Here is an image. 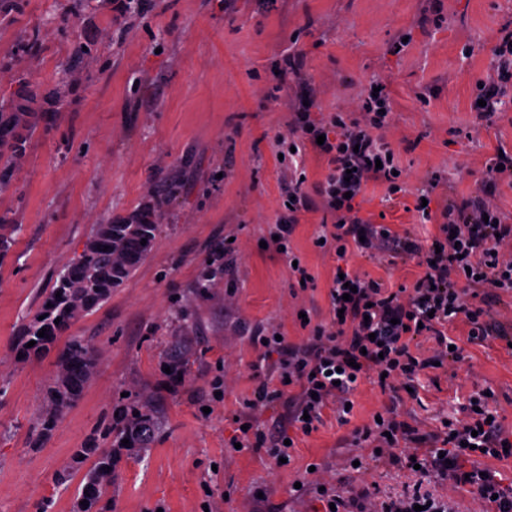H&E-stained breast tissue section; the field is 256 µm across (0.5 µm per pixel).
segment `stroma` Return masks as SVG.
Returning a JSON list of instances; mask_svg holds the SVG:
<instances>
[{
	"label": "stroma",
	"instance_id": "obj_1",
	"mask_svg": "<svg viewBox=\"0 0 512 512\" xmlns=\"http://www.w3.org/2000/svg\"><path fill=\"white\" fill-rule=\"evenodd\" d=\"M113 0H0V112H35L12 177L0 185V224L21 230L0 260V512H74L86 466L73 454L107 422L119 392L150 396L161 428L148 448L123 454L102 496V512H312L307 463L321 464L343 490L375 482L386 496L414 484L407 469L365 475L349 467L358 452L348 435L371 423L389 398L374 385L354 396L342 426L326 413L300 438L291 464L229 446L234 418L256 385L258 350L249 334L275 328L301 343L328 316L334 254L313 240L322 212L301 216L290 246L315 278L299 288L287 264L261 248L288 191L287 132L299 86L280 88L276 72L289 47L304 54L303 72L321 90L311 112L321 121L355 111L370 77L390 82L395 149L407 190L387 200L369 184L361 214L376 224L434 233L414 211L420 179L437 171L448 194H475L498 149L512 150V110L481 123L470 110L477 81L492 71L491 47L512 26V0H143L124 25ZM411 42L394 53L401 36ZM61 103L47 106L40 94ZM153 204L161 231L152 255L105 302L81 313L70 333L99 355L79 399L33 447L59 347L15 356L26 318L58 273L82 254L94 225ZM224 277L198 282L215 250ZM392 288L422 270L411 260L379 264L353 258ZM196 313L187 325L177 306ZM455 378L441 377L399 412L411 425L437 426L459 413L464 396L494 393L512 430V349L504 341L469 342L466 326ZM181 350L187 372L163 388L161 362ZM69 470L71 478L58 484Z\"/></svg>",
	"mask_w": 512,
	"mask_h": 512
}]
</instances>
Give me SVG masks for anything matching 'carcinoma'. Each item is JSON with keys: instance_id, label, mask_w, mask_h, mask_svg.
<instances>
[{"instance_id": "1", "label": "carcinoma", "mask_w": 512, "mask_h": 512, "mask_svg": "<svg viewBox=\"0 0 512 512\" xmlns=\"http://www.w3.org/2000/svg\"><path fill=\"white\" fill-rule=\"evenodd\" d=\"M21 117L0 115V160L17 155L23 137L17 131ZM160 226L143 218L136 224L114 219L98 224L81 255L69 264L59 276L56 285L45 292L41 304L32 318L23 326V341L17 349L22 357L45 350L65 335L80 313L90 311L104 302L112 290L121 287L136 267L155 250ZM146 244H141V241ZM46 336H38L41 329ZM35 342L32 347L29 342ZM97 354L81 336L68 337L58 358L57 373L47 387L45 403L38 417V438L48 437L58 425L64 411L82 394L86 382L93 375ZM170 368L164 374L166 382L174 385L185 373L181 357L170 356L163 361ZM114 415L76 455L95 458L86 475L77 512H94L101 500L103 489L112 484V471L118 452L126 449L121 444L129 440L130 447L143 448L160 428L148 396L122 397L112 406Z\"/></svg>"}]
</instances>
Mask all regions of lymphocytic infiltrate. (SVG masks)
<instances>
[{
    "label": "lymphocytic infiltrate",
    "mask_w": 512,
    "mask_h": 512,
    "mask_svg": "<svg viewBox=\"0 0 512 512\" xmlns=\"http://www.w3.org/2000/svg\"><path fill=\"white\" fill-rule=\"evenodd\" d=\"M494 75L484 80L476 96L478 120L488 119L495 109L503 83L512 81V31H502L493 46ZM386 80L374 79L365 86L359 112H337L328 121L316 122L305 91L304 105L292 112L289 134H277L278 143L294 146V157L303 160L314 152L326 164L323 181L307 191L302 180L288 184V199L267 239V249L280 253L288 246L302 214L316 210L330 215L319 236L321 250L335 252L341 274L328 291L329 318L312 326L305 343L277 339L275 331L260 328L251 342L260 347L262 359H275L276 379H261L238 416L233 442L242 449L265 451L272 459H291L290 435L318 431L326 410H334L339 424H348V405L364 383L377 385L390 404L379 422L352 429V443L366 449L360 470L389 465L418 468L421 480L403 493L377 499L371 484L348 494L326 488L316 475L320 512H451V503L425 489L423 480L447 485L449 492L467 489L480 512H512V490L504 488L494 471H483L486 458L501 459L508 441L499 418L493 417L484 392L471 394L464 404L463 419L450 420L436 430H426L400 420L399 392L435 363L460 362L461 349L453 348L451 325L463 321L468 339L484 343L506 338L508 332L489 308L474 305L481 288L512 295V224L507 223L496 202L499 184L512 179V154L491 158L488 178L478 194L444 199L439 210L425 206L418 213L423 222H436L437 235L424 245L399 235L382 224L359 215L358 199L371 183L386 185L389 195L401 192L395 174L399 164L386 137L394 124V110ZM324 143H317V136ZM415 260L421 275L411 286L385 288L358 268L350 256L380 258L384 251ZM353 286L351 300H344L346 286ZM435 342L432 356L412 351L421 337ZM287 399L288 413L274 436L260 430L255 412Z\"/></svg>",
    "instance_id": "obj_1"
}]
</instances>
